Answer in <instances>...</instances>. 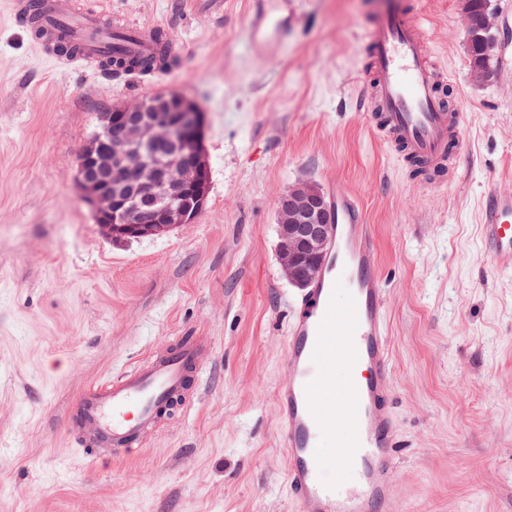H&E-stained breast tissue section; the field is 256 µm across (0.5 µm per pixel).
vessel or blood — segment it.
<instances>
[{
  "instance_id": "b4317fda",
  "label": "vessel or blood",
  "mask_w": 512,
  "mask_h": 512,
  "mask_svg": "<svg viewBox=\"0 0 512 512\" xmlns=\"http://www.w3.org/2000/svg\"><path fill=\"white\" fill-rule=\"evenodd\" d=\"M292 0H252L256 50L277 48L293 19ZM15 19L29 17L39 48L67 62L97 60L112 34L130 30L133 52H154L153 33L104 10L58 11L52 0H12ZM362 47L371 75L360 100L366 115L403 161L423 163L439 184L459 165V113L443 102L446 74L434 63L421 17L409 0H388ZM333 244L310 287L296 299L288 326L287 378L278 392L279 437L288 452L286 483L300 512H387L396 494L391 474L397 431L391 406L387 310L378 253L356 201L333 194ZM483 253L512 261V192L488 191L482 202ZM203 345L188 338L105 382L90 386L76 419L92 435V454L126 457L141 447L167 411L178 408L201 371ZM346 431L337 434L336 421ZM335 439L336 452L324 451Z\"/></svg>"
}]
</instances>
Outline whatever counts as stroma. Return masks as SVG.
Segmentation results:
<instances>
[{"label":"stroma","instance_id":"obj_1","mask_svg":"<svg viewBox=\"0 0 512 512\" xmlns=\"http://www.w3.org/2000/svg\"><path fill=\"white\" fill-rule=\"evenodd\" d=\"M295 2L267 60L248 0H106L179 48L141 76L52 60L0 0V512H298L277 390L300 291L275 214L305 180L357 199L377 245L399 437L390 512H512V272L478 236L484 194L512 191L506 51L474 82L459 0H413L463 128L455 182L427 186L357 107L360 38L384 0ZM161 92L205 115L207 202L194 223L115 241L77 156L100 112ZM189 336L208 344L191 407L135 454L90 462L74 402Z\"/></svg>","mask_w":512,"mask_h":512}]
</instances>
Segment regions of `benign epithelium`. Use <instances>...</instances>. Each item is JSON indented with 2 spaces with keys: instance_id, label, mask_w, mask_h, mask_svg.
Returning a JSON list of instances; mask_svg holds the SVG:
<instances>
[{
  "instance_id": "7a95c632",
  "label": "benign epithelium",
  "mask_w": 512,
  "mask_h": 512,
  "mask_svg": "<svg viewBox=\"0 0 512 512\" xmlns=\"http://www.w3.org/2000/svg\"><path fill=\"white\" fill-rule=\"evenodd\" d=\"M467 37L491 59L499 47L496 10L474 19L473 0H461ZM204 118L190 98L174 94L168 105L151 99L117 103L100 114V129L76 161V182L96 223L114 239L161 235L191 224L210 188L203 145ZM326 197L299 182L277 206L278 259L290 284L305 288L318 276L317 260L329 244Z\"/></svg>"
}]
</instances>
